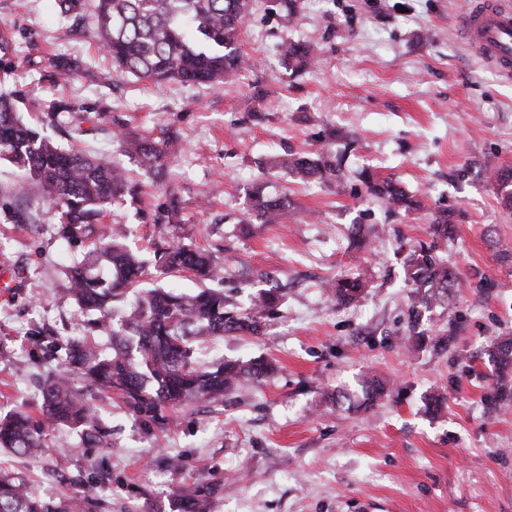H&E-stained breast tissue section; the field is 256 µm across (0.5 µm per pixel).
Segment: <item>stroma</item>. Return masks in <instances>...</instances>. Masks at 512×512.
<instances>
[{"label": "stroma", "mask_w": 512, "mask_h": 512, "mask_svg": "<svg viewBox=\"0 0 512 512\" xmlns=\"http://www.w3.org/2000/svg\"><path fill=\"white\" fill-rule=\"evenodd\" d=\"M461 0H300L294 20L253 0L242 49L254 62L235 85L154 84L117 77L96 85L89 70L109 67L93 13L77 34L55 0H0V32L15 46L14 68L0 74L25 122L53 99L74 103L95 123L84 148L120 163V127L151 136L178 130L183 151L170 166L182 209L172 232L214 251L225 294L240 306L281 288L282 315L263 335L204 342L201 365L264 357L268 380L210 403L151 411L115 392L73 382L94 407L106 441L87 444L65 427L48 429L36 458L0 447V467L23 476L41 498L94 485L97 512H170L178 491L201 483L217 491L214 512H512V410L490 412L496 383L487 351L512 336V261L496 239L512 241L487 172L512 168V79L479 59L461 39ZM310 43L317 64L298 76L278 61L282 40ZM78 70L56 69L58 59ZM266 91L252 97L254 85ZM335 128L347 178L340 186L295 182L262 163L285 149L315 148ZM466 176H458L462 165ZM367 170L419 192L422 210L386 216L364 192ZM15 168L0 159V412L39 415L42 385L60 370L39 345L84 333L67 292L72 258L90 241L57 232L40 188L18 200ZM288 196L293 218L239 234L253 185ZM40 214L15 221L16 208ZM452 207L456 232L438 250L462 278L480 271L491 287L459 288L447 304L422 310L420 326L448 336L444 350L411 353L399 343L413 300L401 246L429 241L432 213ZM385 225L363 250L352 225ZM365 273L359 302L336 304L324 280ZM393 381L377 406L359 412L336 403L359 375ZM447 394L440 417L424 397Z\"/></svg>", "instance_id": "1"}]
</instances>
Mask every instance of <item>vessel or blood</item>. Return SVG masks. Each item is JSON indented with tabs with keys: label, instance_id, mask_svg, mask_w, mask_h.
<instances>
[{
	"label": "vessel or blood",
	"instance_id": "vessel-or-blood-1",
	"mask_svg": "<svg viewBox=\"0 0 512 512\" xmlns=\"http://www.w3.org/2000/svg\"><path fill=\"white\" fill-rule=\"evenodd\" d=\"M462 37L484 62L512 76V5L507 0H473L462 18Z\"/></svg>",
	"mask_w": 512,
	"mask_h": 512
}]
</instances>
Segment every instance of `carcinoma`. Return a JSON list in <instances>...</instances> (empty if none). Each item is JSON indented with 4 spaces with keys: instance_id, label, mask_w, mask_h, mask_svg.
Returning a JSON list of instances; mask_svg holds the SVG:
<instances>
[{
    "instance_id": "carcinoma-1",
    "label": "carcinoma",
    "mask_w": 512,
    "mask_h": 512,
    "mask_svg": "<svg viewBox=\"0 0 512 512\" xmlns=\"http://www.w3.org/2000/svg\"><path fill=\"white\" fill-rule=\"evenodd\" d=\"M267 10L292 18L298 14V0H268ZM59 13L78 19L87 0H56ZM252 0H96L103 52L111 58L113 71L96 74L110 82L112 74L129 75L155 83L183 84L232 82L246 70L239 49L241 27L250 14ZM279 62L285 70L299 74L315 63L314 49L305 42L285 40ZM75 108L61 100L45 105L42 126L23 123L7 98L0 97V158L19 172L18 192L28 182L39 184L50 210L59 216L61 234L67 239L88 237L94 248L73 262L68 270L69 295L88 315L90 335L68 339L65 362L70 371L88 384L116 391L137 409L158 405L177 408L186 402H212L238 389L241 381L273 376L276 365L268 359L221 360L209 370L196 364V344L225 334L260 336L267 322L278 314L282 297L271 288L253 296L243 310L207 283L219 278L221 268L211 254L198 246L169 243V228L156 225L154 268L167 276L188 274L202 282L191 293L161 288L143 291L141 276L149 265L142 254L128 249L114 226L104 223L109 208L128 199L140 202L143 179L165 174L168 161L180 149L181 139L166 131L158 139L119 130L116 141L138 168L139 178L106 158L82 149L62 147L45 132L56 126L58 115ZM328 131L318 148L307 152L288 151L266 162V166L301 180L341 184L342 159L328 149L334 139ZM365 192L388 213L421 207L417 194L400 183L368 171L360 173ZM505 208L512 210V169L492 173ZM293 215L288 197H270L255 187L249 207L239 223L280 224ZM434 240H448L455 228L454 212L441 210L431 221ZM386 232L383 225L350 230L352 246L364 248L369 237ZM409 281L414 286L415 305L429 308L441 304L448 289L462 286L456 269L434 252V247H411L404 257ZM365 281L338 277L326 283L327 293L339 304L349 305L361 297ZM94 332L107 335L101 345ZM406 350L426 346L425 333L409 320L401 332ZM499 379L489 404L495 408L512 401V386L506 378L512 371V338L499 340L490 350ZM387 392L379 379L363 375L353 392L339 398L348 407L368 409ZM44 420L64 425L86 439L100 436L99 419L83 395L69 383L68 373L54 375L43 392ZM45 427L33 424L21 412L0 415V446L24 456L42 451ZM214 492L209 487H185L178 492L171 512H211ZM87 500L83 487L73 496L49 501L30 492L25 481L0 471V512H76Z\"/></svg>"
}]
</instances>
